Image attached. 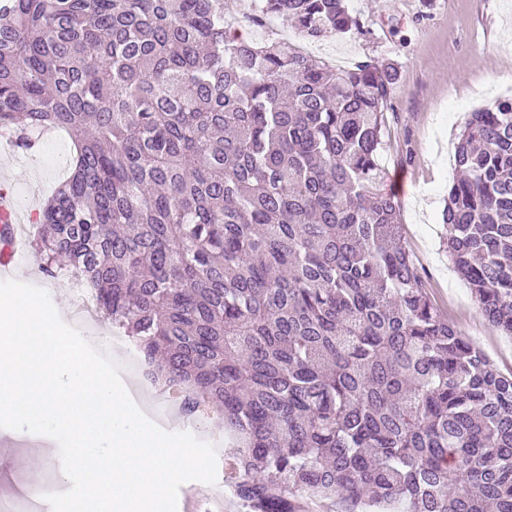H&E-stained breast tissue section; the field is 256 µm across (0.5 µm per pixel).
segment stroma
<instances>
[{"instance_id": "stroma-1", "label": "stroma", "mask_w": 512, "mask_h": 512, "mask_svg": "<svg viewBox=\"0 0 512 512\" xmlns=\"http://www.w3.org/2000/svg\"><path fill=\"white\" fill-rule=\"evenodd\" d=\"M260 0H224V18L253 41L285 40L334 67L364 60L397 66L380 164L386 182L401 181L400 222L427 292L443 315L504 371L512 338L480 314L469 285L441 246L438 222L455 171V136L470 112L512 95V0H347L361 31L310 41L291 21L253 22ZM66 133L40 136L21 151L0 134V177L33 217L69 175Z\"/></svg>"}]
</instances>
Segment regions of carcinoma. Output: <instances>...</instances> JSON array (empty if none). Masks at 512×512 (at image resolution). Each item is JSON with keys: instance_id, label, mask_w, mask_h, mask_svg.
<instances>
[{"instance_id": "carcinoma-1", "label": "carcinoma", "mask_w": 512, "mask_h": 512, "mask_svg": "<svg viewBox=\"0 0 512 512\" xmlns=\"http://www.w3.org/2000/svg\"><path fill=\"white\" fill-rule=\"evenodd\" d=\"M307 39L345 0H261ZM395 64L335 68L224 21V0H7L0 129L62 130L36 219L186 416L207 405L251 512H512V370L428 298L379 156ZM440 223L512 337V97L470 113ZM301 512H346V504L336 498L305 497Z\"/></svg>"}]
</instances>
